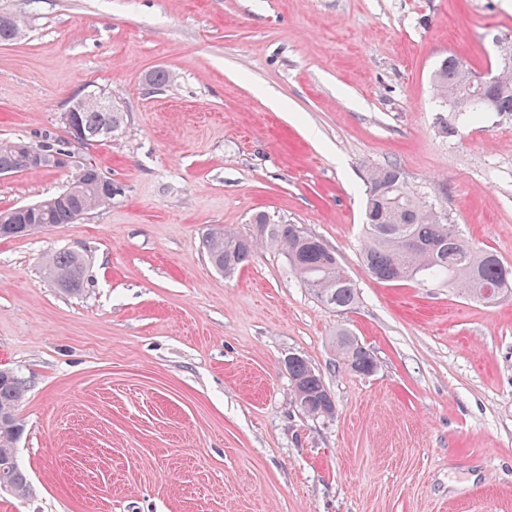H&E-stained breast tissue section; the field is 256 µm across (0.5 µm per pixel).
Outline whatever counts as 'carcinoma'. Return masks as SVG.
Masks as SVG:
<instances>
[{"label":"carcinoma","mask_w":512,"mask_h":512,"mask_svg":"<svg viewBox=\"0 0 512 512\" xmlns=\"http://www.w3.org/2000/svg\"><path fill=\"white\" fill-rule=\"evenodd\" d=\"M23 19L0 15V44L16 39ZM499 75L492 86L478 82V75L457 57L442 60L432 75L433 94L439 111L462 112L471 118L482 112L512 114V40L504 41L495 63ZM79 126L88 144L117 137L124 126V112H108L97 102L82 100L77 112ZM47 157L43 167L52 168L50 157L61 152L56 144L43 141L0 143V171L19 174L31 170L27 150ZM98 169L84 165L72 178L78 192L66 201L53 196L30 213L17 209L0 211V238L21 237L58 224H72L77 214L85 215L112 203L97 182ZM257 233L244 237L222 225H214L203 236V249L211 266L230 276L247 265L262 245L277 248L289 271L310 288L320 302L333 310L350 309L357 291L335 251L301 224H283L264 212L252 217ZM366 238L363 262L370 275L387 283L415 282L427 286L445 281L463 296L485 303L512 297V264L497 252L472 246L449 221L439 197L426 184L411 182L401 167L391 164L370 170L366 179L364 210ZM48 274L66 291L78 292L84 282V260L72 251L52 255ZM336 349L349 369L367 375L376 369L373 354L350 337L338 334ZM292 393L300 408L311 416L331 417L336 405L325 381L304 358L288 361ZM25 386L16 373L0 370V414L17 411ZM21 423L0 424V456L16 447ZM16 495L30 491L27 473L17 465L7 474Z\"/></svg>","instance_id":"1"}]
</instances>
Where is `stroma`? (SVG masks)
Listing matches in <instances>:
<instances>
[{
	"label": "stroma",
	"mask_w": 512,
	"mask_h": 512,
	"mask_svg": "<svg viewBox=\"0 0 512 512\" xmlns=\"http://www.w3.org/2000/svg\"><path fill=\"white\" fill-rule=\"evenodd\" d=\"M0 142L50 141L67 168L0 177V210L92 164L118 192L72 224L0 238V368L26 384L16 459L32 492L0 512H512V300L372 278L366 175L434 181L476 247L512 262V115L448 113L432 73H489L512 0H0ZM163 69L161 87L145 77ZM126 114L80 145L62 120L86 86ZM265 212L335 251L357 287L336 312L259 250L233 276L207 226ZM80 254V292L46 273ZM368 348L359 375L338 331ZM336 413H304L288 356ZM336 349L351 371L367 375L376 369V361L370 350L359 344L347 333L338 334Z\"/></svg>",
	"instance_id": "obj_1"
}]
</instances>
